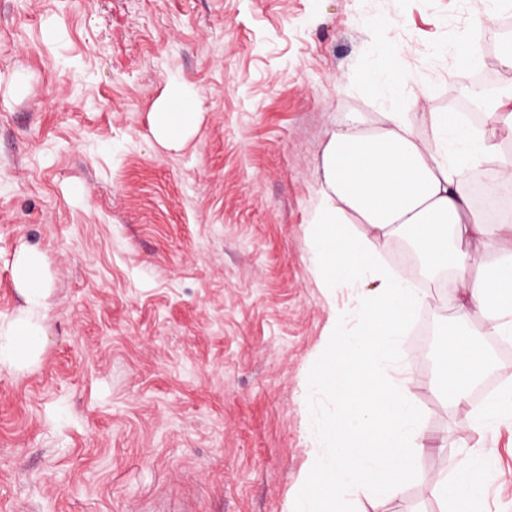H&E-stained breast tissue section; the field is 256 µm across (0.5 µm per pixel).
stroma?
<instances>
[{"label": "stroma", "instance_id": "1", "mask_svg": "<svg viewBox=\"0 0 512 512\" xmlns=\"http://www.w3.org/2000/svg\"><path fill=\"white\" fill-rule=\"evenodd\" d=\"M490 0H0V321L25 307L22 250L45 260L38 358L0 366V512H287L336 415L309 394L331 309L360 327L372 283L328 295L306 233L330 131L408 113L417 139L464 97L456 47L501 35ZM406 79L388 84L393 68ZM201 101L182 148L150 114L170 78ZM461 157L460 188L499 183ZM399 338L425 434L386 512H448L430 472L496 451L484 512H512V414L476 424L436 382L449 291Z\"/></svg>", "mask_w": 512, "mask_h": 512}]
</instances>
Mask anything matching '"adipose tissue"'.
<instances>
[{"instance_id":"adipose-tissue-1","label":"adipose tissue","mask_w":512,"mask_h":512,"mask_svg":"<svg viewBox=\"0 0 512 512\" xmlns=\"http://www.w3.org/2000/svg\"><path fill=\"white\" fill-rule=\"evenodd\" d=\"M493 113L496 120L484 134L468 140L473 158L495 156L501 126L512 128V85L499 95ZM198 114L195 92L170 80L151 113L152 133L163 145L179 147ZM433 126V139L423 142L406 113L386 112L371 129L359 122L336 127L322 149L320 197L308 224L312 262L328 291L357 278L376 281L377 288L359 300L363 325L357 332L343 333L344 314L331 315L335 341L310 386L336 397L341 412L317 423L332 450L315 470L325 488L299 495L294 512H336L338 504L359 496L386 502L400 490L414 467L416 449L423 446L408 382L384 386L375 379L380 364L396 361L401 330L427 299L411 275L382 267L380 254L392 235H411L427 269L457 270L458 324L471 326L474 315L482 313L483 334L512 335V259L496 261L483 274L474 271L468 252L469 245L485 247L493 239L512 237V225L486 223L459 188L460 172L448 160V137L460 132L457 113H435ZM354 224L365 225V232L352 235ZM42 263L34 249L23 250L16 260L14 277L25 309L0 324V366L22 368L41 348ZM489 362L486 350L464 334L449 337L439 372L450 403H467ZM485 472L484 465L462 461L448 474L432 476L430 485L450 512H481Z\"/></svg>"}]
</instances>
